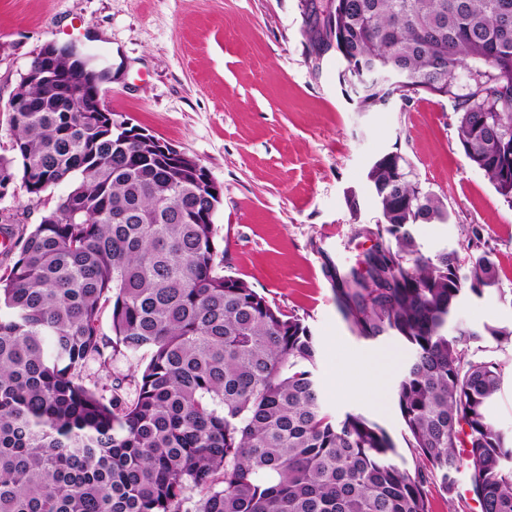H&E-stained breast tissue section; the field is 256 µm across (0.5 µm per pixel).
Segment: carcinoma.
I'll use <instances>...</instances> for the list:
<instances>
[{"instance_id":"1","label":"carcinoma","mask_w":512,"mask_h":512,"mask_svg":"<svg viewBox=\"0 0 512 512\" xmlns=\"http://www.w3.org/2000/svg\"><path fill=\"white\" fill-rule=\"evenodd\" d=\"M306 10L309 52L336 51L361 109L420 92L448 99L467 159L512 208V0ZM383 66L408 83L381 79ZM55 71L4 106L0 199L19 186L38 201L70 190L18 236L0 221L15 238L0 263V512H431V483L450 503L512 512V438L491 411L512 328L456 322L466 293L499 285L479 228L464 257L424 254L415 226L447 223V206L385 153L367 173L382 215L367 267L331 276L353 332L410 352L393 399L411 470L382 426L326 409L309 326L224 274L204 166L68 98L85 61L61 55ZM109 348L140 366L130 397L86 383Z\"/></svg>"}]
</instances>
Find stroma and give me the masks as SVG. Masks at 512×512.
<instances>
[{
    "label": "stroma",
    "instance_id": "stroma-1",
    "mask_svg": "<svg viewBox=\"0 0 512 512\" xmlns=\"http://www.w3.org/2000/svg\"><path fill=\"white\" fill-rule=\"evenodd\" d=\"M304 0H0V107L49 41L78 40L119 70L106 106L196 158L222 189L214 222L224 271L318 341L326 408L361 413L400 442L392 388L409 358L404 344L366 340L336 308L330 271L360 267L381 220L367 180L375 159L403 155L449 220L420 224L424 253L464 251L481 228L499 288L466 297L460 324L512 327V208L465 156L447 99L419 94L360 112L335 52L310 56ZM68 184L41 204L24 190L0 199V214L39 223Z\"/></svg>",
    "mask_w": 512,
    "mask_h": 512
}]
</instances>
